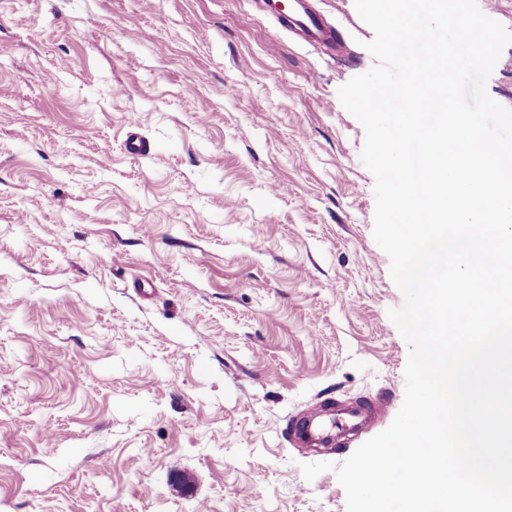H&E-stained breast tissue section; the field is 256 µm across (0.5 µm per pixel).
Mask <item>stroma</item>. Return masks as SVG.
I'll use <instances>...</instances> for the list:
<instances>
[{"label":"stroma","mask_w":512,"mask_h":512,"mask_svg":"<svg viewBox=\"0 0 512 512\" xmlns=\"http://www.w3.org/2000/svg\"><path fill=\"white\" fill-rule=\"evenodd\" d=\"M261 2L0 0V512H346L302 467L353 446L293 421L398 413L403 295L337 95L374 33L316 0L333 59Z\"/></svg>","instance_id":"stroma-1"}]
</instances>
